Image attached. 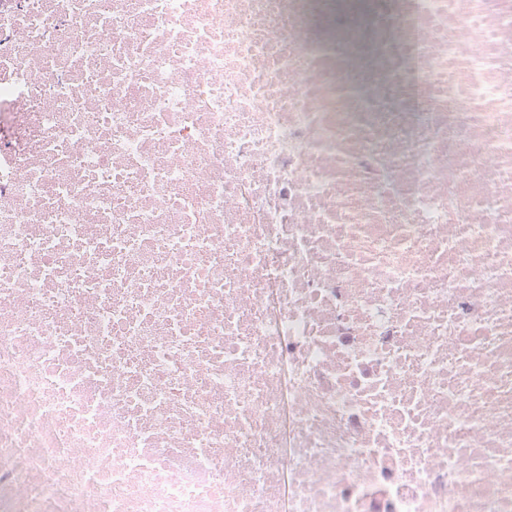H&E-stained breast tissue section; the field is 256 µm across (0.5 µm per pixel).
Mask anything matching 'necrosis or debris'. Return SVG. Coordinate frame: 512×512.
<instances>
[{
	"label": "necrosis or debris",
	"instance_id": "4bbe7bcc",
	"mask_svg": "<svg viewBox=\"0 0 512 512\" xmlns=\"http://www.w3.org/2000/svg\"><path fill=\"white\" fill-rule=\"evenodd\" d=\"M0 512H512V0H0Z\"/></svg>",
	"mask_w": 512,
	"mask_h": 512
}]
</instances>
